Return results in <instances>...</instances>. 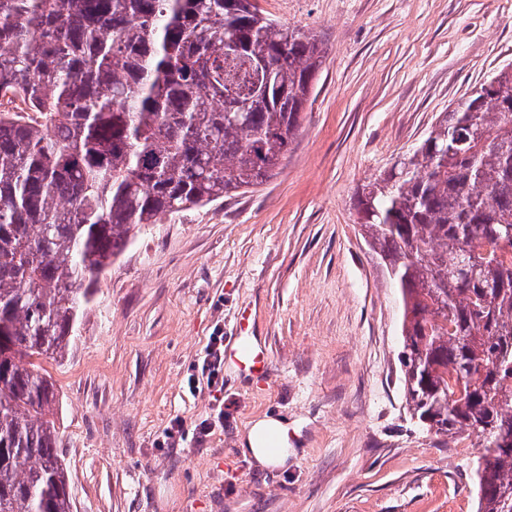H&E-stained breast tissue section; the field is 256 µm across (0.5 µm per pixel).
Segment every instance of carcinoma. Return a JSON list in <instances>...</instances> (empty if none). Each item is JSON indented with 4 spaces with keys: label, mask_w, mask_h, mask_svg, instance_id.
I'll use <instances>...</instances> for the list:
<instances>
[{
    "label": "carcinoma",
    "mask_w": 512,
    "mask_h": 512,
    "mask_svg": "<svg viewBox=\"0 0 512 512\" xmlns=\"http://www.w3.org/2000/svg\"><path fill=\"white\" fill-rule=\"evenodd\" d=\"M323 58L251 0H0V100L24 104L0 112V512H71L35 361L132 230L278 174ZM355 207L403 304L411 419L471 440L477 512H512V67Z\"/></svg>",
    "instance_id": "cac0c4a2"
}]
</instances>
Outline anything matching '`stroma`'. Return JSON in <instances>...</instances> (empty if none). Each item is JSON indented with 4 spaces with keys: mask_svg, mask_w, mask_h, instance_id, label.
<instances>
[{
    "mask_svg": "<svg viewBox=\"0 0 512 512\" xmlns=\"http://www.w3.org/2000/svg\"><path fill=\"white\" fill-rule=\"evenodd\" d=\"M257 3L322 42L313 96L275 178L132 231L68 355L43 361L72 510L476 512L477 449L410 420L397 290L354 197L512 65V0ZM246 309L268 376L225 369L224 424L198 438L214 400L187 377ZM264 416L299 429L287 468L239 452Z\"/></svg>",
    "mask_w": 512,
    "mask_h": 512,
    "instance_id": "obj_1",
    "label": "stroma"
}]
</instances>
